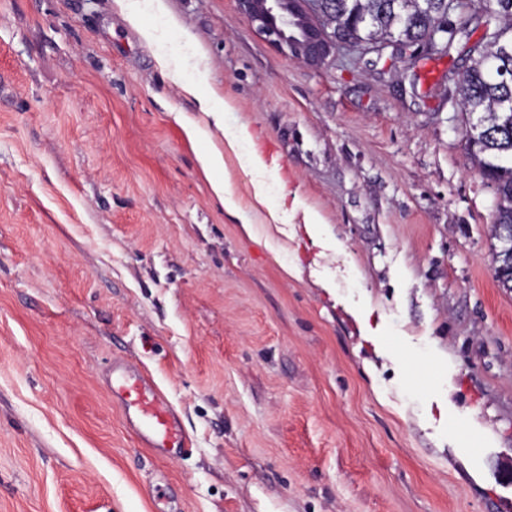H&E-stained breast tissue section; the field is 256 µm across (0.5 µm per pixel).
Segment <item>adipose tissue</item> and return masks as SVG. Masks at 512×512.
Segmentation results:
<instances>
[{
  "instance_id": "1",
  "label": "adipose tissue",
  "mask_w": 512,
  "mask_h": 512,
  "mask_svg": "<svg viewBox=\"0 0 512 512\" xmlns=\"http://www.w3.org/2000/svg\"><path fill=\"white\" fill-rule=\"evenodd\" d=\"M115 3L125 19L139 31L146 43L156 45L168 38L178 36L179 29L176 24L171 23L161 29L147 21L148 16L163 12L164 0H115ZM157 62L175 85L185 94L195 98L200 112L199 117L191 118L180 113L177 114L176 119L187 138L191 142L200 144L198 163L208 177L215 197L228 213L241 215L240 202L229 190L224 176V152L228 149L237 150L242 144L251 147L255 140L253 133L244 124L233 131H225L224 102L216 94L203 95L199 92L200 87L208 82L207 69L199 67L188 59L167 55L158 56ZM218 131L223 132L224 143L215 141L214 134Z\"/></svg>"
}]
</instances>
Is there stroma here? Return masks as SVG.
<instances>
[{"label": "stroma", "instance_id": "obj_1", "mask_svg": "<svg viewBox=\"0 0 512 512\" xmlns=\"http://www.w3.org/2000/svg\"><path fill=\"white\" fill-rule=\"evenodd\" d=\"M320 239L224 156L114 0H0V512H512V291L444 86L357 49L311 67L236 0H165ZM299 266L300 276L286 267ZM152 374L194 445L142 448L103 378Z\"/></svg>", "mask_w": 512, "mask_h": 512}]
</instances>
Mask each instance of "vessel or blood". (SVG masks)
I'll list each match as a JSON object with an SVG mask.
<instances>
[{"label":"vessel or blood","instance_id":"1","mask_svg":"<svg viewBox=\"0 0 512 512\" xmlns=\"http://www.w3.org/2000/svg\"><path fill=\"white\" fill-rule=\"evenodd\" d=\"M106 383L127 425L148 447L176 455L184 452L188 438L182 422L150 376L137 367L115 362Z\"/></svg>","mask_w":512,"mask_h":512}]
</instances>
